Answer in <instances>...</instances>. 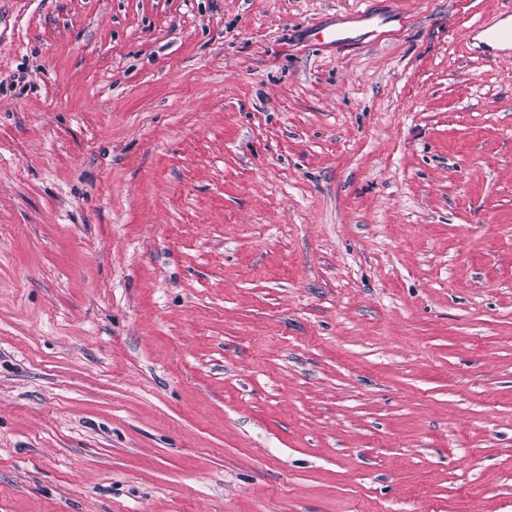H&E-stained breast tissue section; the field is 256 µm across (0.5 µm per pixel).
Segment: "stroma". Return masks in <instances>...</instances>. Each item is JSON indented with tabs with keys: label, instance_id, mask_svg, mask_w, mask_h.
I'll return each mask as SVG.
<instances>
[{
	"label": "stroma",
	"instance_id": "35a3bbf8",
	"mask_svg": "<svg viewBox=\"0 0 512 512\" xmlns=\"http://www.w3.org/2000/svg\"><path fill=\"white\" fill-rule=\"evenodd\" d=\"M503 4L0 0V512H512ZM493 20L479 18L468 28V39L476 44L475 51L486 58H494L500 52H512V3ZM510 45V48H502ZM310 36H313L319 45L324 46L346 44L352 39L345 31L319 24L311 26Z\"/></svg>",
	"mask_w": 512,
	"mask_h": 512
}]
</instances>
